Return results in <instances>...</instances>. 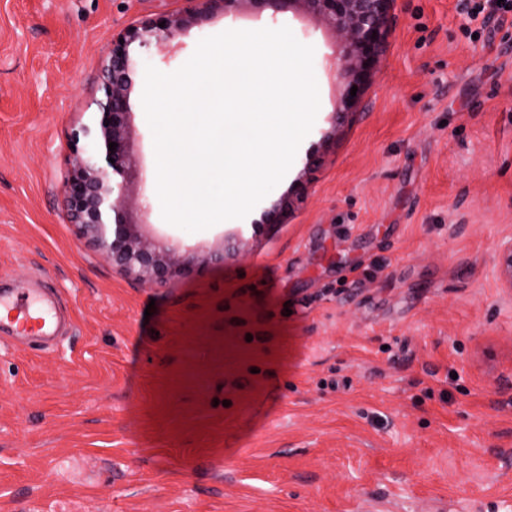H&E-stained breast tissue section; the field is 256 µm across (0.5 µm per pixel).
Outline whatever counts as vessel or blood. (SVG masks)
Returning <instances> with one entry per match:
<instances>
[{"label": "vessel or blood", "instance_id": "1", "mask_svg": "<svg viewBox=\"0 0 512 512\" xmlns=\"http://www.w3.org/2000/svg\"><path fill=\"white\" fill-rule=\"evenodd\" d=\"M60 308L56 295L45 289L0 291V334L50 345L59 334Z\"/></svg>", "mask_w": 512, "mask_h": 512}]
</instances>
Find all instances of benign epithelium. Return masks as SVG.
I'll return each mask as SVG.
<instances>
[{"mask_svg":"<svg viewBox=\"0 0 512 512\" xmlns=\"http://www.w3.org/2000/svg\"><path fill=\"white\" fill-rule=\"evenodd\" d=\"M243 1L261 7L300 4L306 13L329 25L340 41L336 79L342 92L332 112V123L352 112L363 92V81L383 56L395 0H203L229 11ZM129 25L112 36V50L101 70L96 110L74 134L84 142L63 185L68 217L79 225L98 255L112 269L139 282L162 283L192 264L194 256L171 243L146 242L134 233L127 204L128 179L135 166L129 143L133 115L135 63L132 45L161 48L184 35L189 20L183 17ZM357 87L356 96L350 95ZM117 143L109 150V143ZM500 276L512 289V242L498 252Z\"/></svg>","mask_w":512,"mask_h":512,"instance_id":"obj_1","label":"benign epithelium"}]
</instances>
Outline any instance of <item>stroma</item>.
Segmentation results:
<instances>
[{
  "mask_svg": "<svg viewBox=\"0 0 512 512\" xmlns=\"http://www.w3.org/2000/svg\"><path fill=\"white\" fill-rule=\"evenodd\" d=\"M461 8L396 0L335 127L339 44L302 8L0 0V285L41 279L72 323L48 349L0 339V512H512V13ZM175 15L188 32L144 65L286 26L320 107L246 218L192 233L161 216L136 108L135 231L196 256L142 284L68 222L62 184L113 34ZM167 405L180 435L151 424Z\"/></svg>",
  "mask_w": 512,
  "mask_h": 512,
  "instance_id": "obj_1",
  "label": "stroma"
}]
</instances>
